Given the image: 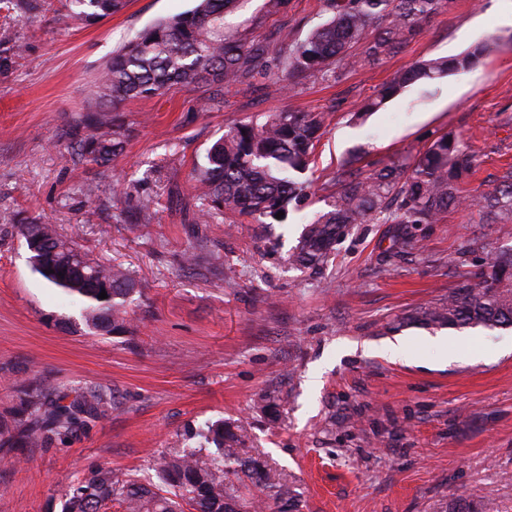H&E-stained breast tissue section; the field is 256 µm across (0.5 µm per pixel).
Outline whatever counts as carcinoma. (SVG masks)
Here are the masks:
<instances>
[{
  "mask_svg": "<svg viewBox=\"0 0 512 512\" xmlns=\"http://www.w3.org/2000/svg\"><path fill=\"white\" fill-rule=\"evenodd\" d=\"M453 0H326L328 17L302 39L276 33L275 45L251 41L230 29L227 16L240 0H194V7L141 31L112 55L97 85L99 107L82 115L72 131L75 153L100 166L122 155L126 129L110 116L121 103L157 96L173 87L192 89L203 83L235 85L256 73L267 76L277 90H292L299 77L326 75L364 45V59L375 62L394 54L416 33L417 25L448 10ZM126 0H65L70 15L87 23L122 10ZM487 46L477 44L462 55L415 63L401 70L361 108L373 112L411 83L465 72L481 62ZM325 132L320 113L281 111L249 121H233L206 152L197 168L195 206L205 220L223 215L248 216L259 224H282L289 210L306 203L312 183L309 169ZM476 167L464 140L448 132L366 177L343 169L342 183L329 209L305 225L298 246L289 255L293 264L312 270L326 266L337 242L355 224H438L451 206L464 197L459 184ZM485 208L512 215V172L495 192L484 198ZM281 218H276L278 212ZM31 240L33 270L54 286L84 300L82 321L93 333L124 329L126 300L133 278L114 266L96 262L77 243L60 236L41 217L16 225ZM491 272L478 284L463 282L448 297L416 311L409 321L426 328L495 330L512 328V250L489 262ZM106 292L107 298L98 295ZM116 409L112 391L90 385L72 391L45 383L20 390L9 420H0V446L46 447L76 433L86 419ZM217 452L206 455L184 450L162 454L156 467L159 483L145 485L139 476L123 479L99 467L70 484L65 512H258L268 500L285 502L297 512L294 490L275 481L255 458L240 459V437L224 423L200 433ZM240 463L252 484L267 491V501L244 498L230 478L227 464ZM453 512H487V505L466 491L457 495Z\"/></svg>",
  "mask_w": 512,
  "mask_h": 512,
  "instance_id": "carcinoma-1",
  "label": "carcinoma"
}]
</instances>
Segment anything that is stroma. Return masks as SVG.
Here are the masks:
<instances>
[{
    "mask_svg": "<svg viewBox=\"0 0 512 512\" xmlns=\"http://www.w3.org/2000/svg\"><path fill=\"white\" fill-rule=\"evenodd\" d=\"M63 2L0 16V40L22 46L0 69V415L44 380L108 386L119 408L48 447L0 448V512H63L67 485L97 467L154 477L166 449L208 452L198 432L219 421L242 456L299 493L301 512H451L464 490L512 512V329L404 321L512 247V222H486L478 204L512 172V0H455L398 53L365 62L355 46L356 64L280 95L258 77L217 106L209 86L126 101L116 114L128 143L105 167L75 155L73 124L95 110L113 53L193 0H127L92 24ZM263 4L244 0L234 18L254 41L282 28L301 39L326 17L325 0H288L275 15ZM485 39L472 70L358 116L396 71ZM283 109L326 116L310 200L284 224L199 221L194 168L207 149L228 122ZM445 131L478 159L461 184L466 205L437 224L355 225L322 271L289 264L342 163L368 174ZM85 182L97 197L80 195ZM145 194L156 203L138 221ZM38 215L133 277L125 332H89L82 298L32 271L16 225ZM391 343L398 357L384 355Z\"/></svg>",
    "mask_w": 512,
    "mask_h": 512,
    "instance_id": "obj_1",
    "label": "stroma"
}]
</instances>
